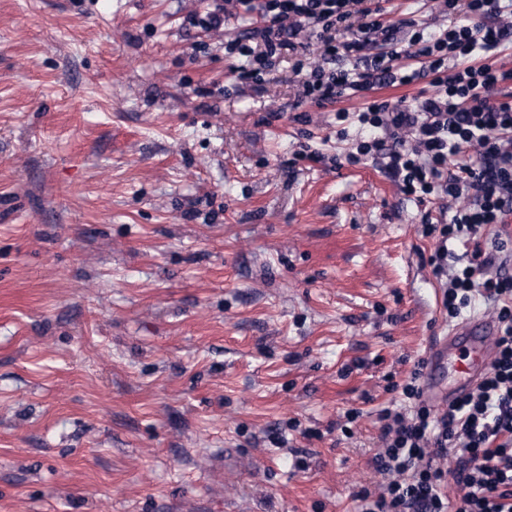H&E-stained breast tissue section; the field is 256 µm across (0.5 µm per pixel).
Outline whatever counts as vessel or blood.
Returning a JSON list of instances; mask_svg holds the SVG:
<instances>
[{"mask_svg":"<svg viewBox=\"0 0 512 512\" xmlns=\"http://www.w3.org/2000/svg\"><path fill=\"white\" fill-rule=\"evenodd\" d=\"M497 336V322L492 317L476 315L439 337L426 353L428 398L435 402L447 400L448 394L438 382L445 373L457 393L468 392L475 386L494 357Z\"/></svg>","mask_w":512,"mask_h":512,"instance_id":"1","label":"vessel or blood"}]
</instances>
